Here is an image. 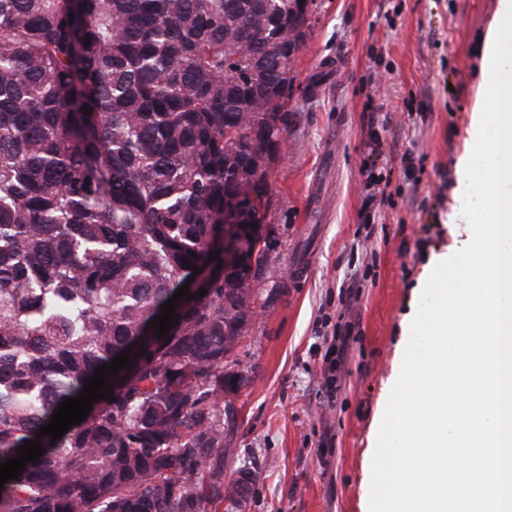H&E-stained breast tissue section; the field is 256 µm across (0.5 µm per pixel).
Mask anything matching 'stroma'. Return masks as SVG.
Listing matches in <instances>:
<instances>
[{"instance_id":"1","label":"stroma","mask_w":512,"mask_h":512,"mask_svg":"<svg viewBox=\"0 0 512 512\" xmlns=\"http://www.w3.org/2000/svg\"><path fill=\"white\" fill-rule=\"evenodd\" d=\"M497 6L311 0L270 174L275 242L238 351L250 380L224 474L255 471L246 512H369L377 434L421 291L439 259L471 240L448 215ZM299 262L310 275L293 290ZM353 278L363 288L345 313L339 292ZM344 317L354 328L329 392L323 359Z\"/></svg>"}]
</instances>
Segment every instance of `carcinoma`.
Masks as SVG:
<instances>
[{"mask_svg":"<svg viewBox=\"0 0 512 512\" xmlns=\"http://www.w3.org/2000/svg\"><path fill=\"white\" fill-rule=\"evenodd\" d=\"M301 3L0 0V463L27 440L45 450L0 512L247 509L224 480V369L258 292L216 267L225 206L267 223ZM191 265L206 295L144 335ZM126 351L115 401L37 437Z\"/></svg>","mask_w":512,"mask_h":512,"instance_id":"cac0c4a2","label":"carcinoma"}]
</instances>
